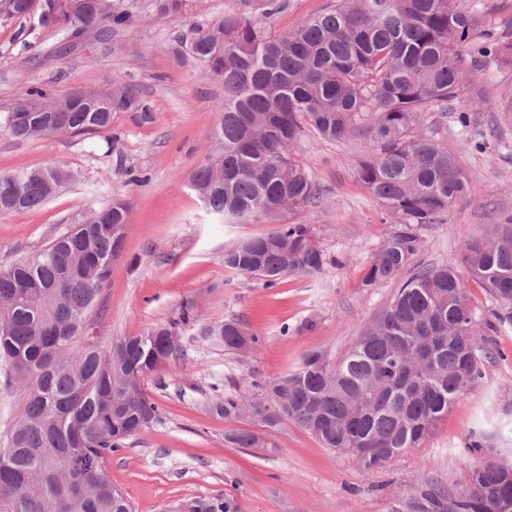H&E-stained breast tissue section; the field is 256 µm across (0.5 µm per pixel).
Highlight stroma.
Listing matches in <instances>:
<instances>
[{
  "label": "stroma",
  "instance_id": "obj_1",
  "mask_svg": "<svg viewBox=\"0 0 512 512\" xmlns=\"http://www.w3.org/2000/svg\"><path fill=\"white\" fill-rule=\"evenodd\" d=\"M264 0H190L186 13L154 16L148 0L109 36L89 34L69 54L58 52L53 29L23 36L25 20L0 23V114L30 87L51 99L74 89L135 87L151 112H119L91 136L50 135L19 141L0 129V172L59 164L74 178L41 209L0 215V266L43 247L92 210L121 197L130 204L124 252L104 285L89 332L102 343L175 320L193 306L200 321L180 334L183 354L146 381L162 409L159 422L127 439L107 463L113 485L134 512H177L185 503L224 495L240 512H406L405 504L436 484L448 493L466 486L472 464L466 446L489 433L499 448L512 435V327L486 332L492 354L477 386L449 410L424 447L367 471L287 422L275 431L233 423L214 410L226 392L255 393L287 372L303 353L318 350L338 360L360 329L397 289L363 285L368 264L394 230L383 207L358 180L367 151L361 138L328 142L307 133L294 147L320 190L317 208L302 211L336 266L319 277L299 274L271 288L224 266V248L268 232L266 224H220L189 185L210 145L224 103V83L172 52L177 37L227 12L263 13ZM474 82L490 94L480 107L460 96L447 111L425 113L421 130L459 150L475 183L443 221L421 228L413 266L456 263L468 239L512 218V117L498 109L512 99V67L483 66ZM471 117L483 149L465 146L459 113ZM237 319L260 338L245 354L225 351L209 326ZM258 434L256 448H238L225 436L233 427Z\"/></svg>",
  "mask_w": 512,
  "mask_h": 512
}]
</instances>
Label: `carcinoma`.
<instances>
[{"instance_id": "cac0c4a2", "label": "carcinoma", "mask_w": 512, "mask_h": 512, "mask_svg": "<svg viewBox=\"0 0 512 512\" xmlns=\"http://www.w3.org/2000/svg\"><path fill=\"white\" fill-rule=\"evenodd\" d=\"M0 0V23L32 19L57 7L59 51L86 32L128 26L123 0ZM188 0H151L158 17L182 13ZM177 51L224 82V106L205 162L190 185L207 211L225 224H271L260 237L224 249V266L270 287L301 274L316 277L335 264L315 240L314 227L295 219L319 202V190L290 148L307 132L338 142L365 137L371 152L357 176L395 219L393 233L363 279L373 288L399 283L383 310L350 350L331 361L305 353L294 371L258 385L251 399L224 394L216 411L228 421L249 419L268 430L289 421L323 447L365 470L421 448L448 410L483 374L488 352L479 324L512 326V218L466 243L458 263L408 273L421 248L420 229L436 224L475 187L458 155L419 133L421 115L448 111L461 93L479 104L489 89L468 82L488 63L512 66V36L482 26L460 0H336L285 35L269 33L245 14L224 15L177 38ZM83 99L82 109L56 113L50 124L32 113L24 127L12 112L0 127L17 139L94 134L114 112H148L133 86ZM59 165L0 173V214L36 211L70 180ZM128 203L94 210L43 249L0 267V358L23 387V403L0 448V512H132L108 479L106 464L124 441L160 420L145 380L181 352L180 326L151 325L104 347L88 334L113 265L122 254ZM472 280L492 303L481 319L470 298ZM232 352L259 341L237 320L209 328ZM227 442L259 445L233 428ZM484 436L468 444L477 455L468 487L454 496L434 485L409 504L414 512H512V448L483 456ZM193 512H238L227 498L199 499Z\"/></svg>"}]
</instances>
